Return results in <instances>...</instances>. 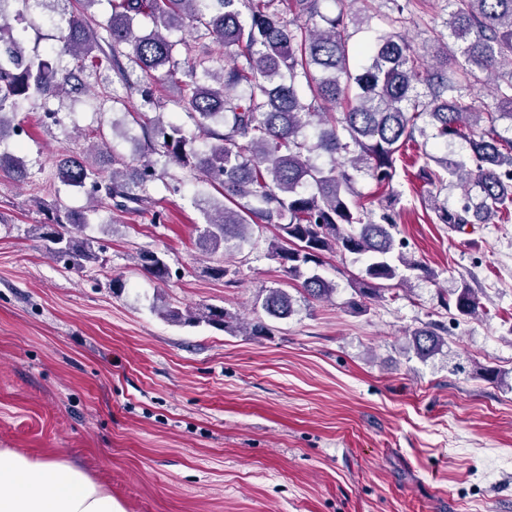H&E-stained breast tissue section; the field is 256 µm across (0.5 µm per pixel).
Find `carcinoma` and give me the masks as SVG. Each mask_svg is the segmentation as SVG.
I'll use <instances>...</instances> for the list:
<instances>
[{
  "label": "carcinoma",
  "instance_id": "cac0c4a2",
  "mask_svg": "<svg viewBox=\"0 0 512 512\" xmlns=\"http://www.w3.org/2000/svg\"><path fill=\"white\" fill-rule=\"evenodd\" d=\"M32 2L55 23L60 53L73 68L52 65L38 45H28L26 28L13 26L27 20ZM97 2L76 0L80 10L66 15L58 12L59 0H0V175L19 182L30 175L15 141L23 132L15 121L21 104L40 101L44 117L57 123L50 99L104 63L148 106L155 105L157 87L176 89L197 134L161 112H140L132 116L142 139L131 162H114L107 174L85 158L59 162L57 179L89 199L82 209L54 206L40 224L48 253L68 266L99 262L96 240L85 233L98 208L148 210L160 164L196 173L220 194L202 209L204 251H226L249 242L253 226H273L283 243L271 246L270 256L302 280L303 297L317 301L331 300L336 288L317 274L304 276V269L321 265L327 253L368 257L357 279L363 298L404 282L405 270L428 272L404 254L388 214L377 222L353 202L354 173L364 170L392 187L397 154L418 135L430 130L443 144L468 145L458 159L437 157L438 168L420 170L437 189L451 181L470 192L459 209L436 208L438 223L489 224L512 207V137L498 129L499 121L512 122V0H448V40L434 35L420 51L404 38V7L390 0L384 30L355 68L350 28L374 0H334L338 9L331 13L320 10L322 0H109V17L93 27L85 11ZM140 22L151 30L137 34ZM220 54L229 64H218ZM130 69L138 72L134 82ZM483 74L495 82V107L478 112L471 90ZM322 155L329 165L313 162ZM137 263L158 282L171 278L154 251H140ZM445 304L466 318L481 309L467 285ZM262 310L286 318L294 312L292 296L269 288ZM157 312L175 325L204 322L226 331L243 323L252 336L268 331L260 319L244 323L216 306ZM442 332L433 322L414 330L415 353L426 358L438 351L447 343Z\"/></svg>",
  "mask_w": 512,
  "mask_h": 512
}]
</instances>
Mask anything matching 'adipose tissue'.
Segmentation results:
<instances>
[{
    "instance_id": "ef3b65f1",
    "label": "adipose tissue",
    "mask_w": 512,
    "mask_h": 512,
    "mask_svg": "<svg viewBox=\"0 0 512 512\" xmlns=\"http://www.w3.org/2000/svg\"><path fill=\"white\" fill-rule=\"evenodd\" d=\"M0 512H126L103 485L55 458L0 449Z\"/></svg>"
}]
</instances>
